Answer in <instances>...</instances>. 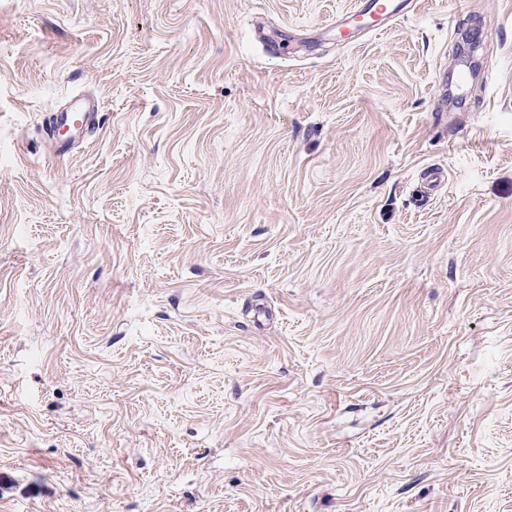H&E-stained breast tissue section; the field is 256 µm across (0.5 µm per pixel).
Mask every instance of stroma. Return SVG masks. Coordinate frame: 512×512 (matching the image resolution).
I'll use <instances>...</instances> for the list:
<instances>
[{
    "instance_id": "1",
    "label": "stroma",
    "mask_w": 512,
    "mask_h": 512,
    "mask_svg": "<svg viewBox=\"0 0 512 512\" xmlns=\"http://www.w3.org/2000/svg\"><path fill=\"white\" fill-rule=\"evenodd\" d=\"M352 3L0 0V512H512V0ZM412 4L411 0H357L353 9L325 27V34L336 42L351 45L361 32L388 29L408 14ZM69 103L70 111L54 113L49 117L47 130L53 133L58 126L68 124L80 137L96 125L99 105L95 99L87 97L71 100Z\"/></svg>"
}]
</instances>
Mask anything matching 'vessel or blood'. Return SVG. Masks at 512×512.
<instances>
[{"label":"vessel or blood","mask_w":512,"mask_h":512,"mask_svg":"<svg viewBox=\"0 0 512 512\" xmlns=\"http://www.w3.org/2000/svg\"><path fill=\"white\" fill-rule=\"evenodd\" d=\"M412 7V0H356L355 6L331 21L325 33L344 45L356 41L360 33H378L388 29L398 19L405 17ZM67 112L52 114L47 123L48 131L69 125L76 134L91 130L97 121L99 105L96 100L82 97L72 100Z\"/></svg>","instance_id":"obj_1"}]
</instances>
